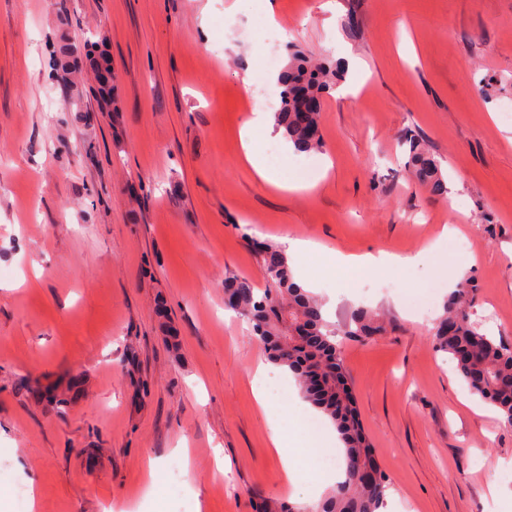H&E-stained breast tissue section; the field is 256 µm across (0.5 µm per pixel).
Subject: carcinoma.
Returning a JSON list of instances; mask_svg holds the SVG:
<instances>
[{
  "mask_svg": "<svg viewBox=\"0 0 512 512\" xmlns=\"http://www.w3.org/2000/svg\"><path fill=\"white\" fill-rule=\"evenodd\" d=\"M295 64L283 72L276 126L296 150L323 147L320 113L305 112L303 105L322 99L330 89L335 70L311 68L293 52ZM408 169L425 184L431 195L448 194V184L439 163L426 150L423 140L409 137ZM258 263L266 286L260 288L245 277L224 281L225 307L247 320L251 334L264 345L269 360L288 368L302 396L339 430L345 447V480L329 496L312 504L283 505L285 512H379L389 481L379 467L371 441L354 406L344 361L336 344V329L322 314V304L295 282L288 257L281 246L263 242L257 248ZM478 284L471 276L461 278L436 319V349L448 354L470 390L497 411L500 420L512 426V347L481 330L471 318ZM380 331L377 316L360 310L341 332L365 338Z\"/></svg>",
  "mask_w": 512,
  "mask_h": 512,
  "instance_id": "1",
  "label": "carcinoma"
}]
</instances>
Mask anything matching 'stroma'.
I'll list each match as a JSON object with an SVG mask.
<instances>
[{
  "label": "stroma",
  "mask_w": 512,
  "mask_h": 512,
  "mask_svg": "<svg viewBox=\"0 0 512 512\" xmlns=\"http://www.w3.org/2000/svg\"><path fill=\"white\" fill-rule=\"evenodd\" d=\"M295 49L361 62L323 96L318 152L282 155L273 188L240 132L278 91L252 0H0V512H257L291 502L251 378L262 346L224 308V280L263 284L253 246L307 238L345 255L428 249L423 265L347 275L301 262L343 325L357 410L397 512H512V427L433 342L450 274L473 318L512 345V0H277ZM102 43L96 71L54 70L50 42ZM251 78V93L242 80ZM450 198L410 177L407 133ZM193 478L147 484L149 462ZM229 469L215 466L216 454ZM340 331L350 338H365L377 334L380 331V325L374 312L360 310L343 325Z\"/></svg>",
  "instance_id": "stroma-1"
}]
</instances>
